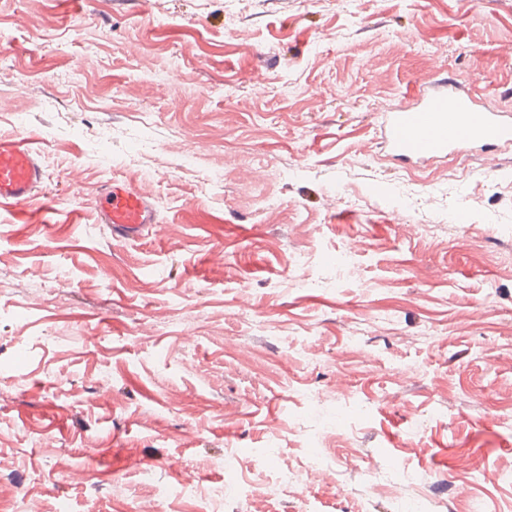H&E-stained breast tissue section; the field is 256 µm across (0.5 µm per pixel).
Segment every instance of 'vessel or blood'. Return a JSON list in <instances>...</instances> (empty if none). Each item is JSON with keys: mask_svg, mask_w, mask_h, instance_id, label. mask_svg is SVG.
Instances as JSON below:
<instances>
[{"mask_svg": "<svg viewBox=\"0 0 512 512\" xmlns=\"http://www.w3.org/2000/svg\"><path fill=\"white\" fill-rule=\"evenodd\" d=\"M378 125L388 156L398 162L425 165L454 153L512 152V114L484 108L466 80L432 81L413 104L381 113ZM45 176L38 147L0 137L1 206L34 202ZM98 216L112 233L132 236L159 221L150 196L120 180L104 188Z\"/></svg>", "mask_w": 512, "mask_h": 512, "instance_id": "vessel-or-blood-1", "label": "vessel or blood"}]
</instances>
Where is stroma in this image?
I'll return each mask as SVG.
<instances>
[{"mask_svg": "<svg viewBox=\"0 0 512 512\" xmlns=\"http://www.w3.org/2000/svg\"><path fill=\"white\" fill-rule=\"evenodd\" d=\"M440 77L512 113V0H0V502L512 512V152L377 133ZM45 176L38 147L24 139L0 137L1 206H20L37 200ZM99 223L114 234L139 235L143 227L160 224L158 212L149 195L131 182L113 179L98 201Z\"/></svg>", "mask_w": 512, "mask_h": 512, "instance_id": "obj_1", "label": "stroma"}]
</instances>
